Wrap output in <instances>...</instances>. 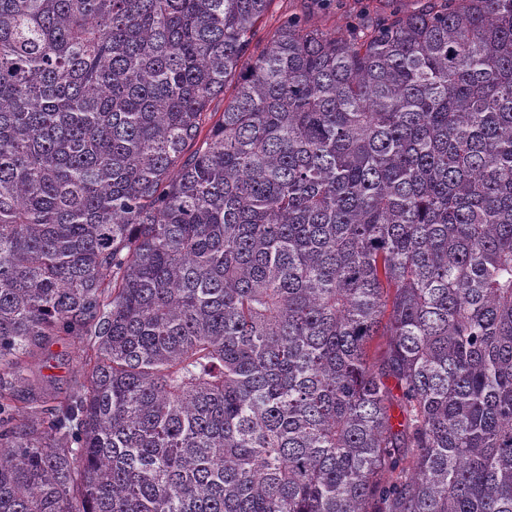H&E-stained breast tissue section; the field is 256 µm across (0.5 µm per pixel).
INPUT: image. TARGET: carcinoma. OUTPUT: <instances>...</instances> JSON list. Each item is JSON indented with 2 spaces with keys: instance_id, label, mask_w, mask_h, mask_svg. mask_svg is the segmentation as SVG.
Wrapping results in <instances>:
<instances>
[{
  "instance_id": "cac0c4a2",
  "label": "carcinoma",
  "mask_w": 512,
  "mask_h": 512,
  "mask_svg": "<svg viewBox=\"0 0 512 512\" xmlns=\"http://www.w3.org/2000/svg\"><path fill=\"white\" fill-rule=\"evenodd\" d=\"M270 3L0 0V512H512V0ZM419 5L420 1L415 0H274L269 12L259 24L256 38L263 39L291 14L303 15L309 26L333 34L346 18L363 11L370 10L378 17H382L389 14L392 9L413 10ZM82 344L71 338H57L45 343L38 352L47 366L40 368L44 381L40 384L45 392H70L81 388L85 377L79 354Z\"/></svg>"
}]
</instances>
